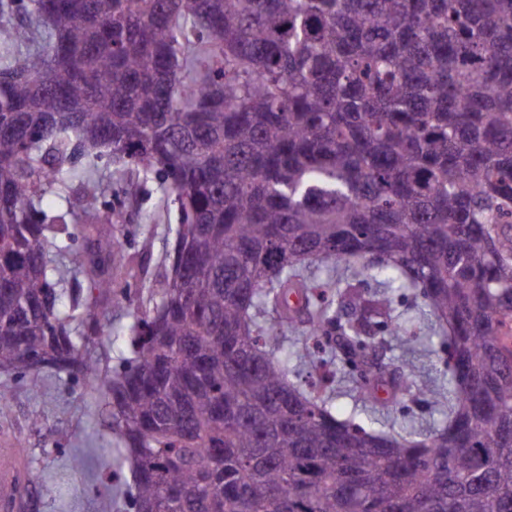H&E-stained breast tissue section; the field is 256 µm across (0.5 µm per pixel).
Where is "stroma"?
<instances>
[{"label":"stroma","instance_id":"obj_1","mask_svg":"<svg viewBox=\"0 0 512 512\" xmlns=\"http://www.w3.org/2000/svg\"><path fill=\"white\" fill-rule=\"evenodd\" d=\"M156 183L112 192V232L125 242L117 269L118 286L141 287V270L165 269L167 227L176 211L163 209ZM13 394L0 417V449L24 447L38 474L37 484L20 489L17 512H98L100 494L111 488L101 453L117 437L102 425V401L86 384L45 373L38 392L0 374V387Z\"/></svg>","mask_w":512,"mask_h":512}]
</instances>
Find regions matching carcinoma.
<instances>
[{"instance_id":"obj_1","label":"carcinoma","mask_w":512,"mask_h":512,"mask_svg":"<svg viewBox=\"0 0 512 512\" xmlns=\"http://www.w3.org/2000/svg\"><path fill=\"white\" fill-rule=\"evenodd\" d=\"M149 178L169 273L116 289L101 198ZM421 323L444 419L387 425L360 365ZM510 323L512 0H0V373L100 394L99 512H512Z\"/></svg>"}]
</instances>
